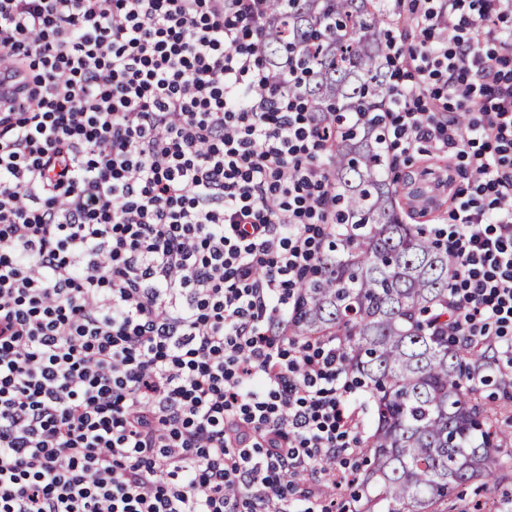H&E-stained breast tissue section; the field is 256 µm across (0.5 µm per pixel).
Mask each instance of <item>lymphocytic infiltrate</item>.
<instances>
[{"label": "lymphocytic infiltrate", "mask_w": 512, "mask_h": 512, "mask_svg": "<svg viewBox=\"0 0 512 512\" xmlns=\"http://www.w3.org/2000/svg\"><path fill=\"white\" fill-rule=\"evenodd\" d=\"M266 0H0V512H331L359 440L335 338H291L327 261L336 131L260 46ZM512 0H414L389 156L464 158L448 332L512 328ZM474 105L459 122L460 105Z\"/></svg>", "instance_id": "f902f5d3"}]
</instances>
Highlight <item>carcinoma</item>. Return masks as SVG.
<instances>
[{
	"mask_svg": "<svg viewBox=\"0 0 512 512\" xmlns=\"http://www.w3.org/2000/svg\"><path fill=\"white\" fill-rule=\"evenodd\" d=\"M266 11L268 67L304 72L311 111L336 121V237L327 266L304 286L296 329L335 337L371 403L358 512H437L465 482L495 484L499 448L512 435L467 385V364L479 356L448 335L447 246L396 212L400 196L427 210L448 183L413 171L398 185L386 178L376 112L395 92L384 52L389 3L267 0Z\"/></svg>",
	"mask_w": 512,
	"mask_h": 512,
	"instance_id": "carcinoma-1",
	"label": "carcinoma"
}]
</instances>
